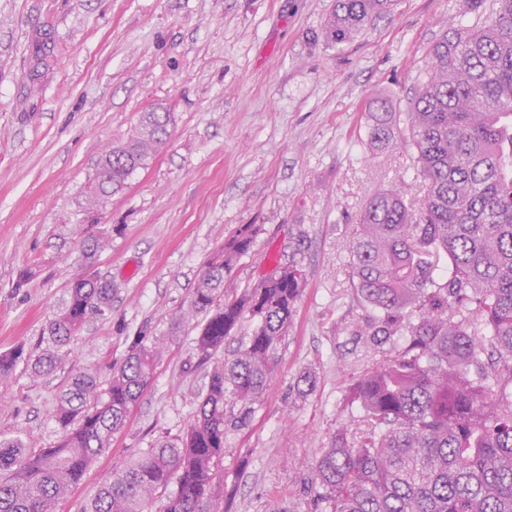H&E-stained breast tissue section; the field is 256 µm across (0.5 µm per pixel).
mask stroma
Masks as SVG:
<instances>
[{
    "label": "stroma",
    "mask_w": 512,
    "mask_h": 512,
    "mask_svg": "<svg viewBox=\"0 0 512 512\" xmlns=\"http://www.w3.org/2000/svg\"><path fill=\"white\" fill-rule=\"evenodd\" d=\"M333 0H0V352H38L63 310L85 240L107 239L94 262L112 280V311L90 316L62 366L0 385V437L32 448L57 437L52 418L71 375L121 361L137 335L163 338L164 359L109 451L57 504L79 512L128 457L192 422L210 363L192 326L173 330L206 262L244 224L263 230L231 272L239 288L277 262L306 276L293 322L272 354V380L246 423L229 428L217 468V512H329L312 464L338 430L355 439L349 389L378 351L356 335L365 310L351 286L347 242L367 200L405 179L425 184L405 143L365 147L367 105L406 111L419 62L469 23L460 0H399L357 40L327 46ZM53 48L38 84L33 33ZM171 113L167 143L84 227L104 147L144 112ZM33 276L23 289L22 270ZM313 381L298 391L301 376Z\"/></svg>",
    "instance_id": "1"
}]
</instances>
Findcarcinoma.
<instances>
[{
    "label": "carcinoma",
    "mask_w": 512,
    "mask_h": 512,
    "mask_svg": "<svg viewBox=\"0 0 512 512\" xmlns=\"http://www.w3.org/2000/svg\"><path fill=\"white\" fill-rule=\"evenodd\" d=\"M396 0H334L322 36L330 46L354 41L390 16ZM470 25L438 39L426 54L405 112L375 99L367 146L396 139L416 150L424 198L407 199L404 182L377 190L348 241L350 279L366 308L359 335L375 346L393 336L404 347L366 370L351 387L364 418L356 441L338 432L316 458L311 480L330 512H512V0H463ZM47 47L33 41L30 77H39ZM171 115L147 112L135 134L101 159L86 204L121 188L169 137ZM261 231L243 225L207 263L175 314L197 324L205 360L244 316L254 329L232 358L216 362L195 418L175 439L131 456L81 512H211L215 466L224 435L245 419L269 385L271 354L285 335L305 286L303 270L274 265L278 275L237 293L227 275ZM446 254L448 270L433 258ZM112 309V282L75 279L63 311L43 329L42 353H0V383L18 366L53 373L61 349L87 318ZM159 339L135 337L122 362L76 372L53 411L54 443L31 451L0 439V512H55L125 427L164 356Z\"/></svg>",
    "instance_id": "carcinoma-1"
}]
</instances>
